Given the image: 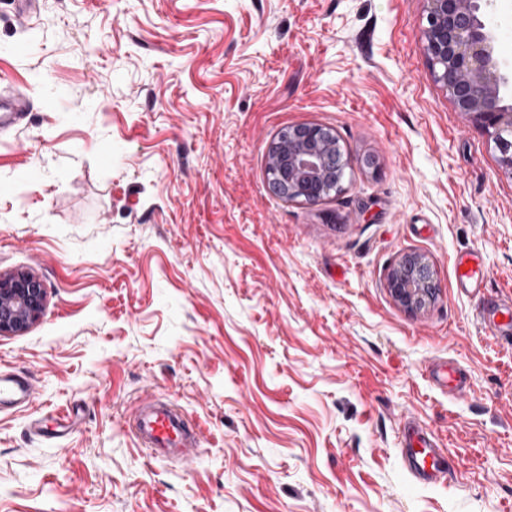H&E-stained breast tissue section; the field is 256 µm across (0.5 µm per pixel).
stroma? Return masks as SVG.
Instances as JSON below:
<instances>
[{
  "mask_svg": "<svg viewBox=\"0 0 512 512\" xmlns=\"http://www.w3.org/2000/svg\"><path fill=\"white\" fill-rule=\"evenodd\" d=\"M426 0H0V273L43 282L0 336L37 398L0 415V512H512V344L453 261L512 298V174L423 50ZM330 128L354 161L316 204L267 182L268 147ZM373 159V167L362 159ZM408 251L440 294L386 288ZM468 374L449 396L432 369ZM153 389L196 423L152 460L125 420ZM74 407V429L54 412ZM457 464L417 484L405 417ZM29 107V95L26 92L1 89L0 132L19 130ZM454 272L456 281L461 283L463 288L478 293L481 292L482 285L488 276L482 265L478 250H470L457 255L454 262ZM387 288L399 305L407 311L417 312L435 301L440 286L433 263L426 255L408 252L390 266Z\"/></svg>",
  "mask_w": 512,
  "mask_h": 512,
  "instance_id": "1",
  "label": "stroma"
}]
</instances>
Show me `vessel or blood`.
<instances>
[{
  "mask_svg": "<svg viewBox=\"0 0 512 512\" xmlns=\"http://www.w3.org/2000/svg\"><path fill=\"white\" fill-rule=\"evenodd\" d=\"M30 107L29 96L21 91L0 92V132L19 130ZM455 279L463 288L480 291L487 277L479 251L471 250L457 255L454 262ZM482 314L486 330L496 338L512 337V300L484 297ZM437 381L449 393L461 396L467 389L464 370L452 362L438 364ZM34 386L26 374L0 367V413L31 404ZM128 425L151 458L175 457L186 460L193 457L199 447L195 425L176 406L155 401L138 405ZM403 465L415 481L435 484L450 479L453 464L447 451L441 448L435 436L425 426L407 421L403 431Z\"/></svg>",
  "mask_w": 512,
  "mask_h": 512,
  "instance_id": "vessel-or-blood-1",
  "label": "vessel or blood"
}]
</instances>
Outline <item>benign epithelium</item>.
<instances>
[{"label":"benign epithelium","instance_id":"obj_1","mask_svg":"<svg viewBox=\"0 0 512 512\" xmlns=\"http://www.w3.org/2000/svg\"><path fill=\"white\" fill-rule=\"evenodd\" d=\"M424 51L435 80L446 88L458 112L488 132L503 169L512 173V105H501L509 85L494 55L486 18L496 0H426ZM268 183L288 201L317 203L342 190L351 159L338 138L319 125L280 133L268 148ZM387 288L410 312L435 301L439 284L426 255L408 252L389 268ZM46 288L29 273L0 274V335L25 332L43 314Z\"/></svg>","mask_w":512,"mask_h":512}]
</instances>
